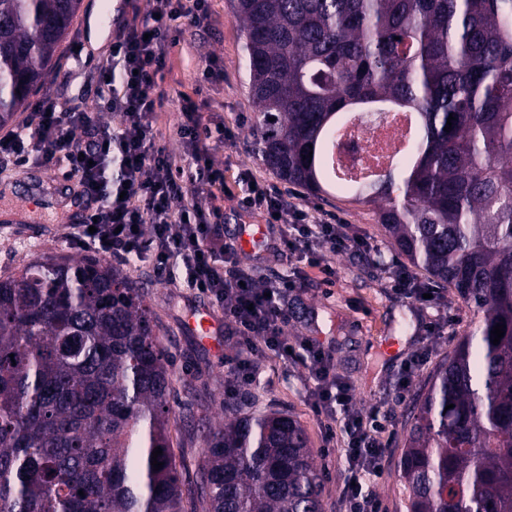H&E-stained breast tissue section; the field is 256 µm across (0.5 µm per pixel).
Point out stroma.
I'll list each match as a JSON object with an SVG mask.
<instances>
[{
  "label": "stroma",
  "mask_w": 512,
  "mask_h": 512,
  "mask_svg": "<svg viewBox=\"0 0 512 512\" xmlns=\"http://www.w3.org/2000/svg\"><path fill=\"white\" fill-rule=\"evenodd\" d=\"M150 7V0H119L118 8L111 12L107 0H82L47 86L63 107L98 110L97 68L110 59L112 45L107 42L91 48L84 34L88 18L105 13L106 30L112 35L124 20L146 14ZM211 9L213 25L186 34L170 52L161 81L170 97L154 116L159 144L171 153L181 152L175 129L178 96H193L205 119L223 122L236 133L233 141L225 142L216 152L227 180H234L241 170H250L259 181L297 198L320 216L339 217L375 247L368 255L320 248L322 264L335 269L336 278L324 283L319 270L313 269L298 288L289 291L286 331L300 347L288 363L260 362L256 382L243 394V409L280 410L301 423L322 478L324 512H342L339 496L344 464L337 456L336 440L329 437L323 421L313 412L304 384V346L311 342L320 345L331 356L338 377L350 387L357 408L367 412L377 407L388 414V452L375 490L381 512H408V493L398 467L408 409L440 359L473 329L478 312L451 288L434 289L430 302L397 297L390 288L388 269L405 264L406 259L380 226L376 205L345 196L319 199L282 182L261 162L252 148L255 114L248 95L242 34L230 0H211ZM214 55L224 62L223 79L199 84L202 69ZM73 195L72 183L58 170L37 165L0 168V277L14 274L38 258H82V250L71 247L60 234L61 225L80 219L79 210L70 204ZM238 258L251 268L255 281L263 283L292 274L300 265L298 256L266 248L254 255L239 253ZM122 270L130 279L146 282L145 303L154 318V332L173 367L170 436L181 485L188 490L197 479L202 441L185 416L194 414L212 427L223 423L227 399L224 358L236 354V339L217 310L212 313L214 344L202 343L192 333L190 319L209 301L187 287L178 265L159 272L149 262L134 259L123 264ZM423 349L429 352L425 365L412 378L404 398H397L393 385L402 374L404 360Z\"/></svg>",
  "instance_id": "35a3bbf8"
}]
</instances>
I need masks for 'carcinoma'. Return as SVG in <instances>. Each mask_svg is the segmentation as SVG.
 Here are the masks:
<instances>
[{
	"mask_svg": "<svg viewBox=\"0 0 512 512\" xmlns=\"http://www.w3.org/2000/svg\"><path fill=\"white\" fill-rule=\"evenodd\" d=\"M80 2L0 0V128L46 84ZM232 12L257 153L282 181L328 195L339 115L383 101L417 113L407 158L340 192L380 204L399 253L481 319L415 398L400 479L409 512H512V0H232ZM171 390L143 287L112 263L47 258L0 279V512H322L303 426L236 403L202 434L184 494Z\"/></svg>",
	"mask_w": 512,
	"mask_h": 512,
	"instance_id": "1",
	"label": "carcinoma"
}]
</instances>
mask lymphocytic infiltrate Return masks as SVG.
<instances>
[{
	"label": "lymphocytic infiltrate",
	"mask_w": 512,
	"mask_h": 512,
	"mask_svg": "<svg viewBox=\"0 0 512 512\" xmlns=\"http://www.w3.org/2000/svg\"><path fill=\"white\" fill-rule=\"evenodd\" d=\"M212 22L209 0H151V9L119 28L112 57L98 73V96L107 111L120 115L118 127L97 113L63 108L48 92L33 104L22 129L0 135V165L36 163L61 170L72 182L84 212L64 234L85 250L113 257H149L158 268L178 262L188 287L205 295L233 326L238 358L228 360L231 392L252 385L259 359H290L284 331L285 308L277 303L295 283L281 279L257 288L233 245L224 241L219 205L229 189L214 154L235 133L205 122L197 102L180 98L175 155L158 145L153 116L167 93L157 77L187 30ZM237 205L261 212L281 251H303L309 266L320 265L316 247L363 254L367 238L350 232L341 220L316 219L308 205L289 200L249 171L238 175ZM207 198L187 203L188 192ZM308 395L318 416H343L339 456L347 481L341 493L344 512H381L370 485L383 471L386 445L379 430L357 409L349 387L337 377L319 345L307 344Z\"/></svg>",
	"instance_id": "1"
}]
</instances>
